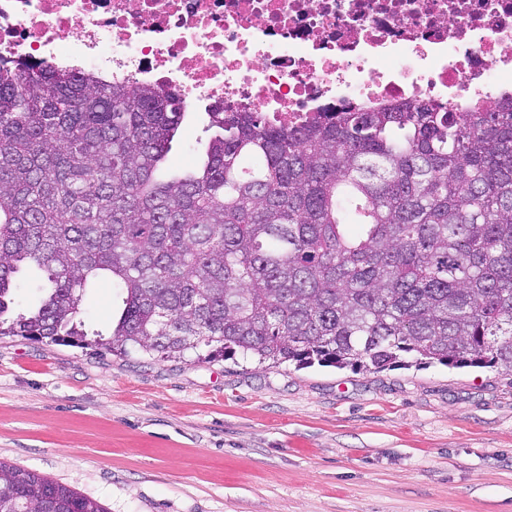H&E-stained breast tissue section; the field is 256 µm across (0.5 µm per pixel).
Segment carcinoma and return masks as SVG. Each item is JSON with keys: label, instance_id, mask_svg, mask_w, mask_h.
I'll list each match as a JSON object with an SVG mask.
<instances>
[{"label": "carcinoma", "instance_id": "cac0c4a2", "mask_svg": "<svg viewBox=\"0 0 512 512\" xmlns=\"http://www.w3.org/2000/svg\"><path fill=\"white\" fill-rule=\"evenodd\" d=\"M185 117L151 85L0 62L1 336L512 372V103L414 99L296 127L210 112L204 162L162 177ZM31 268L47 294L14 316V280ZM100 276L124 308L90 340L82 301ZM0 512L107 510L0 463Z\"/></svg>", "mask_w": 512, "mask_h": 512}]
</instances>
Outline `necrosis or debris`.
Listing matches in <instances>:
<instances>
[{
	"label": "necrosis or debris",
	"instance_id": "obj_1",
	"mask_svg": "<svg viewBox=\"0 0 512 512\" xmlns=\"http://www.w3.org/2000/svg\"><path fill=\"white\" fill-rule=\"evenodd\" d=\"M156 85L298 124L512 95V0H0V61Z\"/></svg>",
	"mask_w": 512,
	"mask_h": 512
}]
</instances>
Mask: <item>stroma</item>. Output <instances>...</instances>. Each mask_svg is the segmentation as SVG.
Here are the masks:
<instances>
[{
  "label": "stroma",
  "mask_w": 512,
  "mask_h": 512,
  "mask_svg": "<svg viewBox=\"0 0 512 512\" xmlns=\"http://www.w3.org/2000/svg\"><path fill=\"white\" fill-rule=\"evenodd\" d=\"M190 108L168 154L212 136ZM85 328L122 309L87 287ZM0 462L108 512H512V373L157 361L0 336Z\"/></svg>",
  "instance_id": "obj_1"
}]
</instances>
